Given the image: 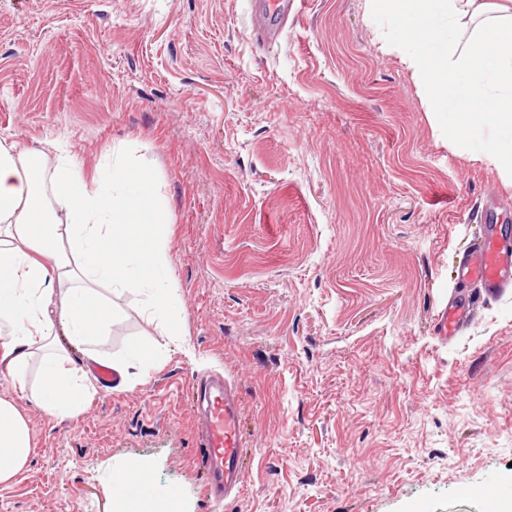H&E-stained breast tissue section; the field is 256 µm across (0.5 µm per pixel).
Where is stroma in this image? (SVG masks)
I'll list each match as a JSON object with an SVG mask.
<instances>
[{"mask_svg":"<svg viewBox=\"0 0 512 512\" xmlns=\"http://www.w3.org/2000/svg\"><path fill=\"white\" fill-rule=\"evenodd\" d=\"M267 0H0V140L63 144L94 177L123 145L171 212L184 319L161 335L124 294L103 345L161 368L55 418L16 390L33 452L0 512H112L144 467L183 512H512V288L455 278L512 227L497 132L448 137L365 0H303L258 45ZM472 299L441 341L437 310ZM218 370L242 402L246 481L215 510L187 399Z\"/></svg>","mask_w":512,"mask_h":512,"instance_id":"stroma-1","label":"stroma"}]
</instances>
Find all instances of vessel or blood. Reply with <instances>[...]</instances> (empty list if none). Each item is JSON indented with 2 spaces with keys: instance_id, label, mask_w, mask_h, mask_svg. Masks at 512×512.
<instances>
[{
  "instance_id": "b4317fda",
  "label": "vessel or blood",
  "mask_w": 512,
  "mask_h": 512,
  "mask_svg": "<svg viewBox=\"0 0 512 512\" xmlns=\"http://www.w3.org/2000/svg\"><path fill=\"white\" fill-rule=\"evenodd\" d=\"M456 277L488 295L512 288V233L504 228L488 230L457 268ZM472 312L469 306L441 307L434 318L439 339L456 336ZM190 393L203 416L196 447L206 474V495L219 508L230 495L240 493L246 478L238 392L231 380L224 379L193 382Z\"/></svg>"
}]
</instances>
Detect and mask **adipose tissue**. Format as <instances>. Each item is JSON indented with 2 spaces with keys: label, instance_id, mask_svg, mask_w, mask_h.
<instances>
[{
  "label": "adipose tissue",
  "instance_id": "obj_1",
  "mask_svg": "<svg viewBox=\"0 0 512 512\" xmlns=\"http://www.w3.org/2000/svg\"><path fill=\"white\" fill-rule=\"evenodd\" d=\"M368 16L388 22L403 62L422 86L431 111L448 116V135L462 125L489 126L512 136V0H366ZM170 211L155 180L142 176L124 146L113 147L94 182H86L63 150L48 154L0 141V358L12 381L41 356V381L31 393L46 413L72 415L95 393L88 371L62 353L68 336L93 362L127 375L155 368L157 352L130 346L105 359L99 347L116 314L112 295L136 294L164 335L182 321L172 277ZM109 294H102V287ZM32 454L28 422L16 402L0 398V484L12 482ZM137 493L120 494L116 512L160 504L182 512L176 491L158 490L143 469L120 472Z\"/></svg>",
  "mask_w": 512,
  "mask_h": 512
}]
</instances>
